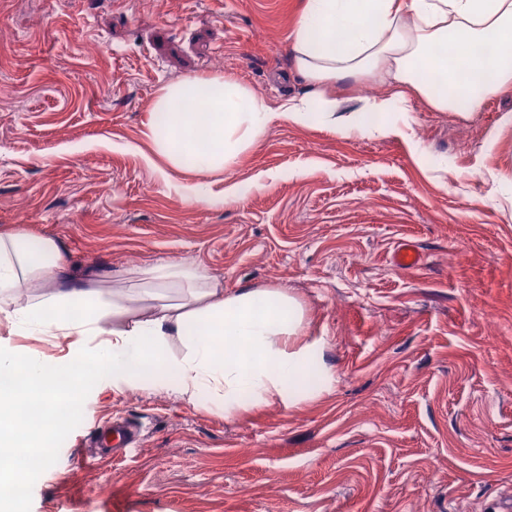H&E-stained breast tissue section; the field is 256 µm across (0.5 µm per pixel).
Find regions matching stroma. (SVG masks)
<instances>
[{
  "mask_svg": "<svg viewBox=\"0 0 512 512\" xmlns=\"http://www.w3.org/2000/svg\"><path fill=\"white\" fill-rule=\"evenodd\" d=\"M304 0H0V229L56 240L74 286L173 257L225 289L296 296L332 392L225 421L165 391L91 388L14 512H493L512 491V91L463 119L413 100L414 135L343 139L274 121L187 200L138 143L158 90L231 74L271 105L302 93L291 29ZM496 131V130H495ZM419 269L392 262L403 242ZM63 366L66 340L12 336ZM143 442L84 470L88 427Z\"/></svg>",
  "mask_w": 512,
  "mask_h": 512,
  "instance_id": "1",
  "label": "stroma"
}]
</instances>
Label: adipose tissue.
Instances as JSON below:
<instances>
[{
	"label": "adipose tissue",
	"instance_id": "1",
	"mask_svg": "<svg viewBox=\"0 0 512 512\" xmlns=\"http://www.w3.org/2000/svg\"><path fill=\"white\" fill-rule=\"evenodd\" d=\"M293 65L308 87L278 107L228 74L161 87L145 136L163 178L191 176V200L210 205L206 178L223 172L274 119L343 138L395 137L411 153L413 99L466 117L512 90V0H305L291 34ZM374 79L384 97H332L339 82ZM306 311L278 288L225 291L200 266L171 259L114 288L67 286L56 242L0 230V325L13 336L93 337L50 368L29 349L0 356V505L22 496L51 455V431L88 386L161 389L234 419L271 401L296 406L333 388L322 339L304 340Z\"/></svg>",
	"mask_w": 512,
	"mask_h": 512
}]
</instances>
